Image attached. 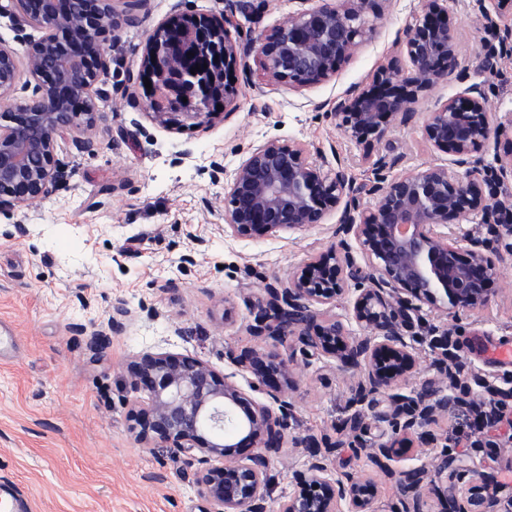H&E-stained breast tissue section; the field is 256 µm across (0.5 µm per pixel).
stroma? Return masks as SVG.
<instances>
[{
	"mask_svg": "<svg viewBox=\"0 0 512 512\" xmlns=\"http://www.w3.org/2000/svg\"><path fill=\"white\" fill-rule=\"evenodd\" d=\"M427 0H387L374 32L336 74L296 92L265 84L255 60L235 72L238 107L211 126L176 129L155 121L137 71L153 26L172 14L222 10L221 0H148L139 22L125 24L108 45L105 95L92 132L94 149L79 152L73 133L55 138V158L70 178L29 209L0 215V482L24 493L33 512H210L180 473L169 449L139 443L129 428V390L120 366L140 351H169L209 363L242 382L230 351L242 347L291 355L286 343L250 336L246 326L265 282L287 279L308 256L333 241L336 214L324 224L258 240L224 233V182L252 147L269 140L307 145L328 167L343 163L368 192L374 163L384 175L434 162L447 153L425 140L423 118L438 103L477 85L501 115L512 112V13L484 16L478 0H448V24L460 36L455 72L435 85L416 122L391 125L382 140H350L330 111L353 86L370 85L397 55L413 15ZM301 0H251L235 13L243 38H257L300 10ZM26 224L19 236L15 223ZM490 305L460 316L454 336L469 365L497 386H512V363L491 354L512 340V261ZM177 290L163 291L167 280ZM133 314L127 331L90 351L75 325L107 318L115 299ZM292 433H332L350 409V380L334 357L297 360ZM435 432L448 437L472 474L494 473L512 486V404L501 422L479 434L465 410L449 408ZM305 451L284 448L269 471L268 498L294 492Z\"/></svg>",
	"mask_w": 512,
	"mask_h": 512,
	"instance_id": "35a3bbf8",
	"label": "stroma"
}]
</instances>
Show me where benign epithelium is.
<instances>
[{"label": "benign epithelium", "mask_w": 512, "mask_h": 512, "mask_svg": "<svg viewBox=\"0 0 512 512\" xmlns=\"http://www.w3.org/2000/svg\"><path fill=\"white\" fill-rule=\"evenodd\" d=\"M71 2L0 0V16L19 17L45 31L27 44L29 97L13 95L21 79L19 59L0 40V119L5 120L0 124V214L30 208L65 184L70 174L55 159L54 136L96 122L93 111L64 114L56 107L63 89L90 75L88 91H98L104 41L118 22L113 12L98 11V0H85L81 18L68 21L64 14ZM304 2L309 7L256 40L232 33L222 12L198 16L183 39L193 50L201 44L213 51L226 76L254 53L269 82L315 85L333 76L371 36L369 15L382 0ZM176 23L174 16L162 21L145 46L141 67L153 78L148 108L163 124L206 127L222 115L217 105L235 109L237 91L226 81L224 95L214 100L205 83L184 72L178 57L171 56L165 68L151 61L161 51L160 35ZM51 30L69 59L59 80L49 61ZM459 49V36L448 25L447 0H428L424 14L404 32L402 50L411 69L391 60L368 87L337 99L332 114L356 142L381 139L390 124L416 118V106L429 90L456 70ZM505 131L479 87L448 98L429 112L425 133L432 147L453 159L381 179L368 189L376 196L369 209L361 208V188L342 164L328 170L298 142L269 140L257 146L224 185V233L234 238L306 230L341 209L336 243L309 257L288 281L266 283L247 331L289 342L307 361L331 354L352 372V412L341 428L351 448H369L374 471L398 484V512H428L432 495L441 512H512V492L505 493L491 474L473 481L456 467L457 456L448 446L436 465L437 473L446 475L441 484L424 465L393 466L398 449L438 443L432 425L448 406L469 409L480 431L497 422L502 401L512 400V390L464 377L467 357L453 339L461 315L489 305L490 286L502 277L494 256L502 250L512 256V195L506 192L493 202L482 189L491 182L505 186L512 178V141L496 168H482L480 156L491 135ZM470 216L481 217L487 235L462 228ZM357 253L367 267L357 263ZM349 295L357 331L332 312ZM425 309L443 311L446 322L432 329L434 359L422 375L420 354L407 338ZM130 317L126 303L118 300L107 324H80L75 331L85 336L90 350L100 352L110 336L126 331ZM230 359L249 374L250 390L266 392L269 402L253 399L197 358L147 352L127 360L123 371L130 391L149 395L146 406L131 403L130 429L141 442L163 444L184 457L183 479L211 502L212 512H270L267 472L296 419L288 398L292 359L252 347L230 352ZM416 375L418 383L408 393L398 392ZM374 429L391 435L382 433L369 443ZM294 444L306 456L295 474L300 491L281 500L276 512H377L373 478L329 468L322 449L334 442L307 435Z\"/></svg>", "instance_id": "obj_1"}]
</instances>
